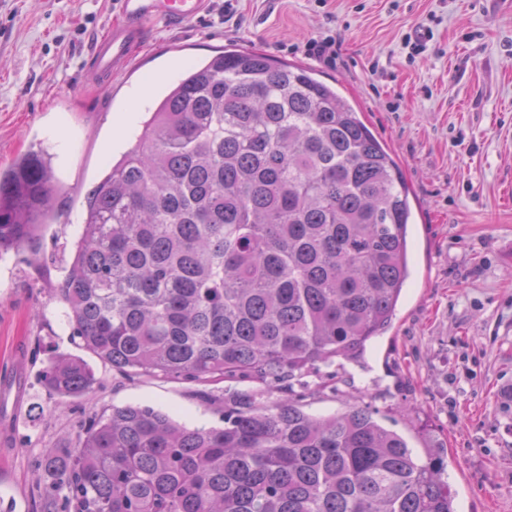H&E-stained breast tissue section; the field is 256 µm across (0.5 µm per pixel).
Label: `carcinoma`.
I'll list each match as a JSON object with an SVG mask.
<instances>
[{
  "instance_id": "1",
  "label": "carcinoma",
  "mask_w": 512,
  "mask_h": 512,
  "mask_svg": "<svg viewBox=\"0 0 512 512\" xmlns=\"http://www.w3.org/2000/svg\"><path fill=\"white\" fill-rule=\"evenodd\" d=\"M54 155L0 170V257L54 221ZM410 190L393 152L312 68L226 47L155 99L87 195L57 293L79 348L136 374L293 377L357 360L411 277ZM88 395L92 365L51 360ZM62 512H456L444 449L367 407L315 418L288 399L188 428L112 406L44 461Z\"/></svg>"
}]
</instances>
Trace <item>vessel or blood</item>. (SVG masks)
I'll return each mask as SVG.
<instances>
[{
  "instance_id": "obj_1",
  "label": "vessel or blood",
  "mask_w": 512,
  "mask_h": 512,
  "mask_svg": "<svg viewBox=\"0 0 512 512\" xmlns=\"http://www.w3.org/2000/svg\"><path fill=\"white\" fill-rule=\"evenodd\" d=\"M207 0H116L119 16L111 32L96 46L94 71L104 83L127 68L135 44L152 24H179L204 13Z\"/></svg>"
}]
</instances>
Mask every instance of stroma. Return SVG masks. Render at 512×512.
<instances>
[{
  "mask_svg": "<svg viewBox=\"0 0 512 512\" xmlns=\"http://www.w3.org/2000/svg\"><path fill=\"white\" fill-rule=\"evenodd\" d=\"M114 0H0V169L44 146L62 188L38 255L0 257V512H50L47 454L111 407L151 405L190 427L226 410L292 398L315 416L373 409L415 448L445 449L457 512H512V0H208L180 27L157 23L111 90L93 75ZM335 39L326 63L314 41ZM313 68L354 101L394 151L415 204L414 272L364 365L211 383L135 375L100 360L91 396L49 395L39 374L78 353L54 285L79 237L83 202L112 155L128 90L147 96L224 47Z\"/></svg>",
  "mask_w": 512,
  "mask_h": 512,
  "instance_id": "1",
  "label": "stroma"
}]
</instances>
